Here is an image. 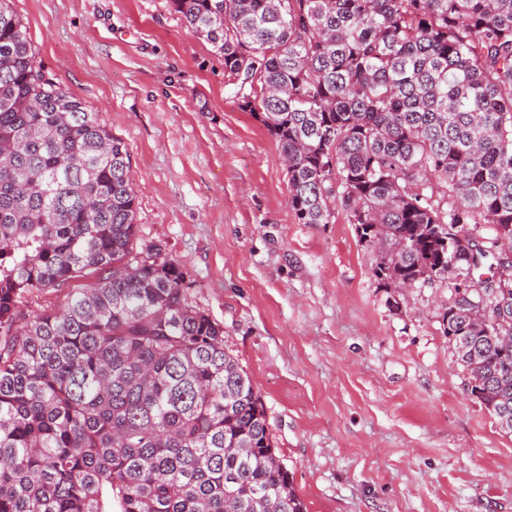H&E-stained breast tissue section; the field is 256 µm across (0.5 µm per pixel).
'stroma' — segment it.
<instances>
[{
  "label": "stroma",
  "mask_w": 512,
  "mask_h": 512,
  "mask_svg": "<svg viewBox=\"0 0 512 512\" xmlns=\"http://www.w3.org/2000/svg\"><path fill=\"white\" fill-rule=\"evenodd\" d=\"M11 6L37 62L126 144L138 238L223 326L306 512H512V434L466 390L448 288L384 287L355 225L298 222L275 140L167 0ZM97 283L85 272L17 310Z\"/></svg>",
  "instance_id": "stroma-1"
}]
</instances>
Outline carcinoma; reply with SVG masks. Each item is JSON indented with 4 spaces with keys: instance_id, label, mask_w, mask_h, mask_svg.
Listing matches in <instances>:
<instances>
[{
    "instance_id": "obj_1",
    "label": "carcinoma",
    "mask_w": 512,
    "mask_h": 512,
    "mask_svg": "<svg viewBox=\"0 0 512 512\" xmlns=\"http://www.w3.org/2000/svg\"><path fill=\"white\" fill-rule=\"evenodd\" d=\"M168 4L275 139L299 223L342 215L376 278L448 285L443 334L512 434V0ZM135 216L126 145L0 0V512H304L224 329L138 260ZM98 274L86 271L81 277L71 279L56 290H32L25 293L17 303L21 316L32 317L46 312H56L62 308L68 294L80 288H93L98 284Z\"/></svg>"
}]
</instances>
